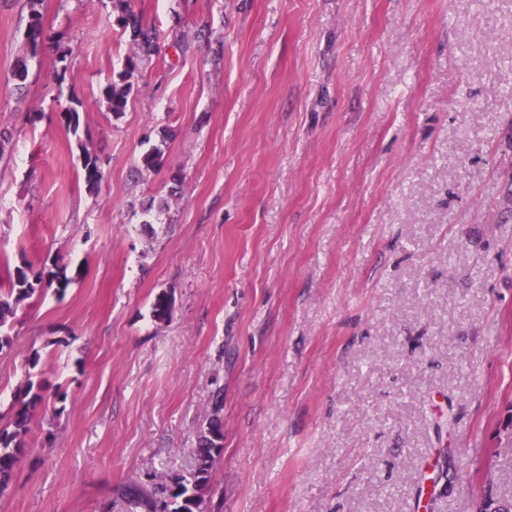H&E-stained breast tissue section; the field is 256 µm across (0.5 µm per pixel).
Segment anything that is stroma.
<instances>
[{"label": "stroma", "instance_id": "obj_1", "mask_svg": "<svg viewBox=\"0 0 512 512\" xmlns=\"http://www.w3.org/2000/svg\"><path fill=\"white\" fill-rule=\"evenodd\" d=\"M128 3L158 51L117 117L118 0H43L71 54L21 93L28 9L0 0V287L77 275L0 353V417L27 380L65 394L0 512H128L124 486L192 469L219 392L220 512L511 499L512 0ZM56 102L60 110L59 112H62V119H64L67 127L72 130V132L76 133L79 128V110L77 107H82V102L74 95L72 89H69L64 100L62 87H59L58 89Z\"/></svg>", "mask_w": 512, "mask_h": 512}]
</instances>
